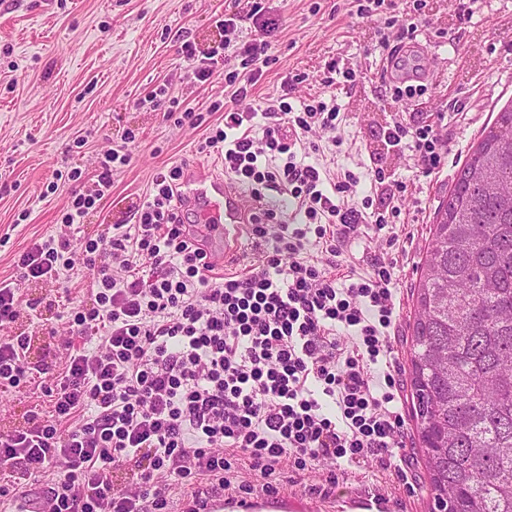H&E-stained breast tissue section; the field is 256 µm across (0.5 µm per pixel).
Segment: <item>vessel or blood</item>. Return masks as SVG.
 <instances>
[{
	"instance_id": "b4317fda",
	"label": "vessel or blood",
	"mask_w": 512,
	"mask_h": 512,
	"mask_svg": "<svg viewBox=\"0 0 512 512\" xmlns=\"http://www.w3.org/2000/svg\"><path fill=\"white\" fill-rule=\"evenodd\" d=\"M418 46L417 39L410 38L385 54L380 66L386 75L397 82L416 80L419 72L415 67L398 70L394 62L402 57L414 58ZM258 206L257 200L223 173L195 163L186 165L176 191V208L188 237L205 252L216 270L234 259L243 230Z\"/></svg>"
}]
</instances>
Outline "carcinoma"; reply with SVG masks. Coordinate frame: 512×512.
Instances as JSON below:
<instances>
[{"mask_svg":"<svg viewBox=\"0 0 512 512\" xmlns=\"http://www.w3.org/2000/svg\"><path fill=\"white\" fill-rule=\"evenodd\" d=\"M512 103L457 171L416 288L413 420L437 510L512 512Z\"/></svg>","mask_w":512,"mask_h":512,"instance_id":"1","label":"carcinoma"}]
</instances>
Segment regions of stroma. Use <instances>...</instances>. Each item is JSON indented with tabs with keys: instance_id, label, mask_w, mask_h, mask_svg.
Returning a JSON list of instances; mask_svg holds the SVG:
<instances>
[{
	"instance_id": "1",
	"label": "stroma",
	"mask_w": 512,
	"mask_h": 512,
	"mask_svg": "<svg viewBox=\"0 0 512 512\" xmlns=\"http://www.w3.org/2000/svg\"><path fill=\"white\" fill-rule=\"evenodd\" d=\"M259 2L279 18L280 27L272 37L273 58L251 88L247 105L256 108L276 98L286 74L309 73L310 81L297 86L294 98L323 93L340 105L336 135L343 144L330 170L360 176L351 204L361 205L371 195L366 175L376 167L407 187L400 202L405 226L397 243L387 245L384 237L370 233L353 240L346 253L348 265L362 275L376 256L396 264L393 282L400 307L392 345L406 383L412 291L429 228L467 154L512 101V0H476L460 40L427 33L418 37L436 85L422 112L443 115L448 137L447 161L429 177L422 176L415 152H389L380 141L389 118L381 99L387 81L380 67L383 16L355 24L354 0ZM241 13L239 0H0V280L20 278V254L60 234L58 219L68 194L51 191L52 182L78 169L82 184H91L103 153L120 145L125 134L136 136L132 158L114 165L111 191L86 217L81 237H98L122 220L128 203L149 192L158 172L188 161L212 162V155L196 153L195 146L209 127L223 123V113L210 105L228 100L233 89L220 78L210 83L191 78L177 38L207 46L219 39L215 16ZM331 60L358 70L361 80L349 89L315 83ZM161 84L168 93L157 106H140V99ZM173 96L201 113L202 126H180L169 118ZM455 98L466 103L465 113L447 110ZM32 407L45 414L51 409L37 383L0 386V432L22 423ZM404 439L403 481L372 458L340 471L324 462L295 480H281L278 494L268 495L246 461H233L224 512H249L258 498L264 512H281L287 497L294 498L297 512H432L412 423H405ZM332 475L334 492L310 493V486L325 484ZM240 485L252 489L241 502L236 499Z\"/></svg>"
}]
</instances>
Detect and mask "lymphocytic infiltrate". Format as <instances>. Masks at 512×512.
Here are the masks:
<instances>
[{"instance_id":"f902f5d3","label":"lymphocytic infiltrate","mask_w":512,"mask_h":512,"mask_svg":"<svg viewBox=\"0 0 512 512\" xmlns=\"http://www.w3.org/2000/svg\"><path fill=\"white\" fill-rule=\"evenodd\" d=\"M356 2L357 22L386 10L400 37L446 35L427 0ZM246 18L257 36L241 53L257 74L271 59L279 21L255 5ZM215 26L222 37L213 45H180L195 80L220 76L234 88L228 102L214 103L224 123L197 151L219 152L225 177L265 199L249 228L265 246L262 261L241 275H212L173 212L183 177L174 166L132 203L128 221L82 241L91 287L68 300L67 336L46 330L64 353L63 369L32 360L28 333L0 338V386L40 379L52 405L48 416L27 410L22 424L0 436V466L30 478L52 472L43 490L51 512H172L176 484L192 488L181 512H211L213 498L230 486L233 457L247 460L274 494L281 463L302 471L322 460L358 465L373 456L385 466L406 449L391 344L395 265L372 260L360 277L344 267L348 243L367 228L397 241L406 187L375 168V208L346 203L358 182L353 172L333 178L298 158L299 151H319L312 132L335 130V100L313 97L293 106L292 92L309 79L298 73L263 109L242 108L248 87L224 63L225 48L239 37L237 23L219 18ZM384 97L392 116L382 128L383 146L419 154L423 176L438 171L448 155L443 124L411 110L431 99L428 86L391 83ZM135 140L127 134L104 154L91 187L75 188L81 174L71 172L70 203L61 215L66 229L99 207L112 187L113 164L130 162ZM272 192L293 199L299 223L268 202ZM73 247L66 233L20 255L21 281H0L1 327L23 316L44 324L55 300L23 299L21 284L59 281L71 268ZM343 332L350 345L341 343ZM376 367L383 370L380 389L370 380Z\"/></svg>"}]
</instances>
